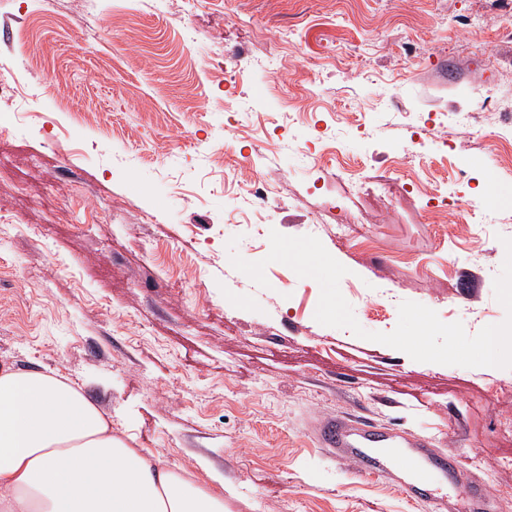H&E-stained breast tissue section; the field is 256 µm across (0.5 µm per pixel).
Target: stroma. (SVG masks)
<instances>
[{
  "instance_id": "stroma-1",
  "label": "stroma",
  "mask_w": 512,
  "mask_h": 512,
  "mask_svg": "<svg viewBox=\"0 0 512 512\" xmlns=\"http://www.w3.org/2000/svg\"><path fill=\"white\" fill-rule=\"evenodd\" d=\"M0 58L32 110L0 99L1 368L76 382L169 466L209 462L224 512H437L321 447L336 416L466 456L512 512V368L413 361L319 324L314 279L230 262L312 235L365 330L405 300L471 335L504 321L512 0H0ZM359 178L422 193L386 207ZM258 179L267 211H242ZM429 188L462 230L429 222Z\"/></svg>"
}]
</instances>
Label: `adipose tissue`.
<instances>
[{
  "instance_id": "1",
  "label": "adipose tissue",
  "mask_w": 512,
  "mask_h": 512,
  "mask_svg": "<svg viewBox=\"0 0 512 512\" xmlns=\"http://www.w3.org/2000/svg\"><path fill=\"white\" fill-rule=\"evenodd\" d=\"M207 476L131 447L77 384L0 370V512H224V478Z\"/></svg>"
}]
</instances>
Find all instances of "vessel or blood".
<instances>
[{
    "mask_svg": "<svg viewBox=\"0 0 512 512\" xmlns=\"http://www.w3.org/2000/svg\"><path fill=\"white\" fill-rule=\"evenodd\" d=\"M318 439L336 456L365 470L404 475L409 495L445 487L473 507L488 499L481 485L462 483L464 460L435 454L427 438L391 436L363 421L336 418L319 428Z\"/></svg>",
    "mask_w": 512,
    "mask_h": 512,
    "instance_id": "b4317fda",
    "label": "vessel or blood"
}]
</instances>
